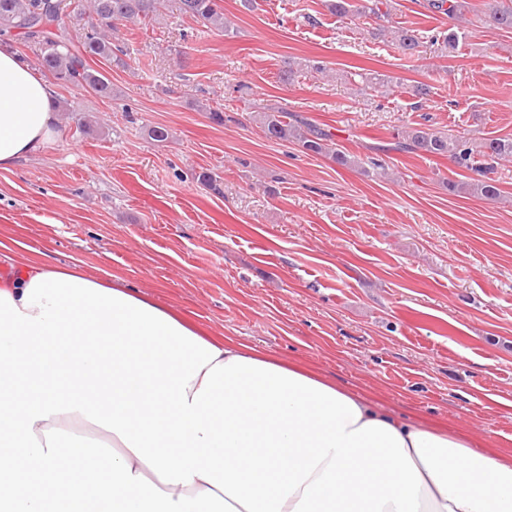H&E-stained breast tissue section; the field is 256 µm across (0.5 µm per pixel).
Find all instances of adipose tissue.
Segmentation results:
<instances>
[{
    "instance_id": "obj_1",
    "label": "adipose tissue",
    "mask_w": 512,
    "mask_h": 512,
    "mask_svg": "<svg viewBox=\"0 0 512 512\" xmlns=\"http://www.w3.org/2000/svg\"><path fill=\"white\" fill-rule=\"evenodd\" d=\"M59 123L0 47V169ZM0 440V512H512V465L474 443L35 261L0 280Z\"/></svg>"
}]
</instances>
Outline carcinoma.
Instances as JSON below:
<instances>
[{"instance_id": "obj_1", "label": "carcinoma", "mask_w": 512, "mask_h": 512, "mask_svg": "<svg viewBox=\"0 0 512 512\" xmlns=\"http://www.w3.org/2000/svg\"><path fill=\"white\" fill-rule=\"evenodd\" d=\"M388 0H327L331 14L340 18L357 15L389 20L390 10L382 9ZM162 0H0V35L15 30L39 66L54 80L75 86L101 98H112V81L93 68L90 61L120 62L114 54L112 33L117 24L151 21L159 15ZM428 8L448 16L462 14L461 0H428ZM85 19L80 32L71 35L63 20L64 11ZM181 14L220 32L228 31L220 0H179ZM488 18L501 30L512 31V0H493ZM392 41L410 57L420 56L423 36L403 26L392 31ZM253 121L265 137L291 141L305 151L330 157L344 167L361 165V160L336 148L333 133L308 119L279 108L263 106L254 111ZM394 150L418 157L445 156L457 167L476 172L480 178L470 182H450L453 192H468L484 200L501 196L497 180L489 177L494 164L512 159V138H485L472 142L464 137L425 127H414L402 134Z\"/></svg>"}]
</instances>
